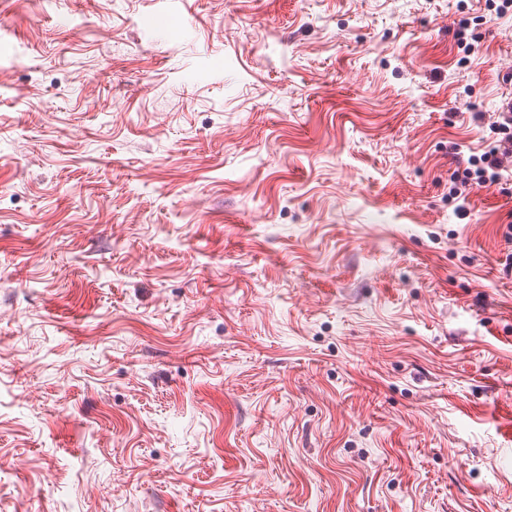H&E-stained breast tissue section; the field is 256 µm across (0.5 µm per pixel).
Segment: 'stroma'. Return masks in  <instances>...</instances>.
Listing matches in <instances>:
<instances>
[{
  "mask_svg": "<svg viewBox=\"0 0 512 512\" xmlns=\"http://www.w3.org/2000/svg\"><path fill=\"white\" fill-rule=\"evenodd\" d=\"M499 3L0 0V512H512ZM500 121L493 132L502 138L493 139L479 156L470 158V167L463 170L461 185L465 190L476 187H499L512 181V169L505 165V157L512 155V100L502 104L498 112ZM496 130V131H494Z\"/></svg>",
  "mask_w": 512,
  "mask_h": 512,
  "instance_id": "35a3bbf8",
  "label": "stroma"
}]
</instances>
